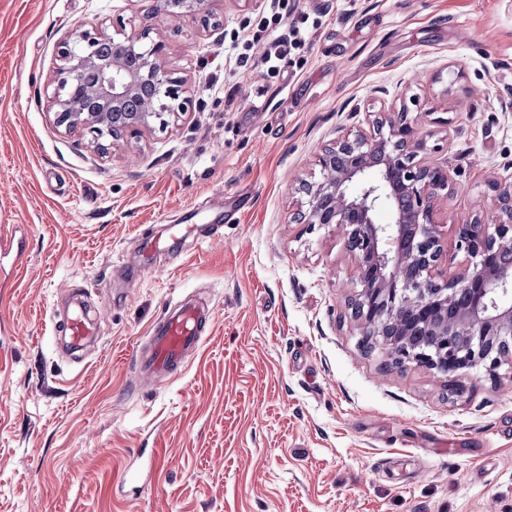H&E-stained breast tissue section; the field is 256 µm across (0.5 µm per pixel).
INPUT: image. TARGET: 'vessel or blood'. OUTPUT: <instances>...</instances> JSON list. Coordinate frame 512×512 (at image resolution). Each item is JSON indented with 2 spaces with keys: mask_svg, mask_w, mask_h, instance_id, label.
I'll return each mask as SVG.
<instances>
[{
  "mask_svg": "<svg viewBox=\"0 0 512 512\" xmlns=\"http://www.w3.org/2000/svg\"><path fill=\"white\" fill-rule=\"evenodd\" d=\"M211 330L209 312L199 304H178L149 330L148 346L135 349L138 370L144 380L159 383L182 372L188 354L198 351ZM72 347H82L92 336L91 323L76 314L61 328Z\"/></svg>",
  "mask_w": 512,
  "mask_h": 512,
  "instance_id": "b4317fda",
  "label": "vessel or blood"
}]
</instances>
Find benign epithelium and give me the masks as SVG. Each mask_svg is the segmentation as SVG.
Returning a JSON list of instances; mask_svg holds the SVG:
<instances>
[{
	"instance_id": "1",
	"label": "benign epithelium",
	"mask_w": 512,
	"mask_h": 512,
	"mask_svg": "<svg viewBox=\"0 0 512 512\" xmlns=\"http://www.w3.org/2000/svg\"><path fill=\"white\" fill-rule=\"evenodd\" d=\"M163 10L203 28L218 20L208 0H161ZM168 42L156 28L125 32L110 26L76 30L60 41L61 64L50 77L55 124L81 131L100 151L106 142L135 138L154 121L165 128L187 111L185 79L167 66ZM369 132L339 136L316 156L321 179L302 180L293 224L344 228L354 264L350 317L387 360L414 364L455 379L496 378L512 350V267L500 261L512 252V177L494 184L498 215L456 227L457 250L468 265L443 276L445 233L436 199L448 190V170L428 161L437 149L419 134L407 108L377 112ZM387 208L390 222L378 224ZM422 329L435 337L430 350L411 345Z\"/></svg>"
}]
</instances>
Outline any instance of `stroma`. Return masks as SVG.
<instances>
[{
    "label": "stroma",
    "instance_id": "1",
    "mask_svg": "<svg viewBox=\"0 0 512 512\" xmlns=\"http://www.w3.org/2000/svg\"><path fill=\"white\" fill-rule=\"evenodd\" d=\"M268 4L210 0L206 30L158 0H0V225L24 245L0 252V512H512V363L455 395L364 353L342 227L290 221L321 147L406 103L449 170L440 222L495 218L512 0H296L279 74L226 68ZM112 17L163 32L192 101L132 151L56 126L47 89L63 35ZM74 291L99 336L79 361L49 329ZM179 301L211 334L140 381ZM140 448L153 470L123 484Z\"/></svg>",
    "mask_w": 512,
    "mask_h": 512
}]
</instances>
